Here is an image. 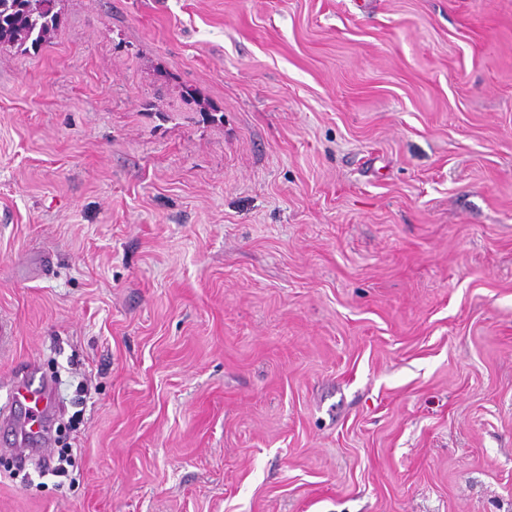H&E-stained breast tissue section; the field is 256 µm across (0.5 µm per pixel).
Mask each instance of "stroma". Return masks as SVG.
<instances>
[{
  "instance_id": "35a3bbf8",
  "label": "stroma",
  "mask_w": 512,
  "mask_h": 512,
  "mask_svg": "<svg viewBox=\"0 0 512 512\" xmlns=\"http://www.w3.org/2000/svg\"><path fill=\"white\" fill-rule=\"evenodd\" d=\"M0 46V512H512V0H56ZM12 405L20 411V416L9 414L1 418L0 443L19 455L45 448L47 422L52 415L50 383L37 379L36 372L30 369L26 377L13 381Z\"/></svg>"
}]
</instances>
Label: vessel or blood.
<instances>
[{
    "label": "vessel or blood",
    "instance_id": "b4317fda",
    "mask_svg": "<svg viewBox=\"0 0 512 512\" xmlns=\"http://www.w3.org/2000/svg\"><path fill=\"white\" fill-rule=\"evenodd\" d=\"M12 404L15 414L0 419V443L24 455L47 444V422L52 415L50 384L28 372L12 383Z\"/></svg>",
    "mask_w": 512,
    "mask_h": 512
}]
</instances>
